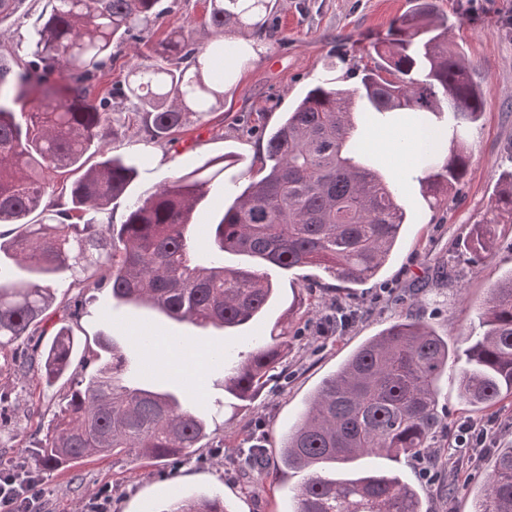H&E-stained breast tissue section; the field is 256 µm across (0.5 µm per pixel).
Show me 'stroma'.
<instances>
[{"instance_id":"stroma-1","label":"stroma","mask_w":512,"mask_h":512,"mask_svg":"<svg viewBox=\"0 0 512 512\" xmlns=\"http://www.w3.org/2000/svg\"><path fill=\"white\" fill-rule=\"evenodd\" d=\"M430 2L435 16L447 20L448 42L470 64L484 102L480 120L468 128L471 165L450 206L429 208L422 196L420 179L434 168V161L394 163L386 155L390 128L368 124L361 134L373 143L385 179L400 184L410 216L379 278L348 287L318 267L270 269L274 301L230 336L117 303L104 288L69 289L64 303H83L78 323H71L63 303L54 304L42 324L39 344L47 346L61 326L71 325L78 342L73 365L66 377L50 385L0 372V457L10 460L15 471L27 469L29 448L51 427L72 379L94 370L93 355L105 336L113 338L131 362L155 365L158 384L186 399L195 395L188 377H199L211 397V437L190 461L178 465L89 457L41 472L40 512H92L93 497L103 489L111 492V512H163L174 497L188 493L219 494L229 512H293L297 474L274 476L233 465L251 431H261L270 458H277L280 440L320 381L368 337L401 317L410 314L424 320L458 349L465 337L478 334L481 304L490 288L512 272V223L498 225L496 244L487 257H474L467 246L500 174L512 169V0ZM411 6L412 0H270L266 30L247 34L263 44L265 52L225 85L224 106L209 125L189 124L173 142L151 144L134 136L115 143L114 154L150 158L131 185V195L210 160L233 156L223 182L213 186L196 216L193 235L199 248H207L209 224L238 186L259 177L267 135L285 112L321 79L355 86L362 68L373 63V43L388 38L393 21ZM44 9L45 0H23L15 14L0 19L1 57L11 63L24 57ZM204 14V0H180L154 36L159 39L164 31L185 26L194 29L199 42H207ZM340 308L348 321H336ZM283 330L291 349L270 385L245 403L225 397V367ZM143 335L151 336L152 344H139ZM162 336L201 348L202 360L190 372L175 371L167 349L158 342ZM463 365L460 359L449 363L440 379L442 425L433 452H447L461 423L482 418L495 423L489 449L432 470L427 478L414 459L366 461L369 467L395 471L413 483L423 512H472L475 497L485 487L493 449L512 446V396L485 412L467 406L459 390Z\"/></svg>"}]
</instances>
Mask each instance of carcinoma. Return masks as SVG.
Wrapping results in <instances>:
<instances>
[{"mask_svg": "<svg viewBox=\"0 0 512 512\" xmlns=\"http://www.w3.org/2000/svg\"><path fill=\"white\" fill-rule=\"evenodd\" d=\"M28 46L30 60L14 70L0 60V255L27 272L16 277L0 265V359L14 372L46 383L70 367L74 337L62 328L48 348L21 356L13 346L31 340L57 300V289L110 290L126 304L149 306L197 327L230 330L258 316L274 288L261 271L322 267L336 280L363 284L375 278L395 246L406 211L398 190L364 163L370 147L352 137L355 109L371 114L411 112L426 131L414 152H445L440 169L422 180L429 207L448 200L468 173L471 153L457 120H478L480 86L465 58L448 47L447 22L429 3L392 26L378 61L358 86L322 79L267 139L264 175L252 179L210 225L211 247L197 260L192 219L224 173L194 170L166 180L126 204L125 220L102 218L127 196L138 163L105 155L87 165L92 149H111L136 128L144 141H173L189 118L210 123L224 105V71L241 55L226 41L266 27L268 0H208L203 44L174 27L143 53L162 18L161 0H46ZM130 46L135 62L122 83L99 89L115 57ZM66 74L64 98L53 79ZM34 91L58 99L49 109L16 112ZM450 112L455 123L429 127V113ZM69 195L58 211L55 196ZM40 211L46 223L28 217ZM512 223V170L503 172L469 249L493 248L494 225ZM246 258L224 266V253ZM482 333L465 349L461 397L487 411L512 395V273L489 292L479 314ZM105 356L76 380L45 439L34 449L33 472L59 468L93 455L185 461L208 436L204 403H187L142 379L122 349L106 337ZM288 350V337L272 336L224 373V393L250 401ZM455 349L417 318L393 321L323 378L307 408L282 440L273 471L305 472L294 512H421L417 490L396 474L362 471L367 457H419L431 447L441 418L437 383ZM258 438L239 462L261 461ZM164 512H228L217 494L178 496ZM473 512H512V447L495 453L483 495Z\"/></svg>", "mask_w": 512, "mask_h": 512, "instance_id": "carcinoma-1", "label": "carcinoma"}]
</instances>
